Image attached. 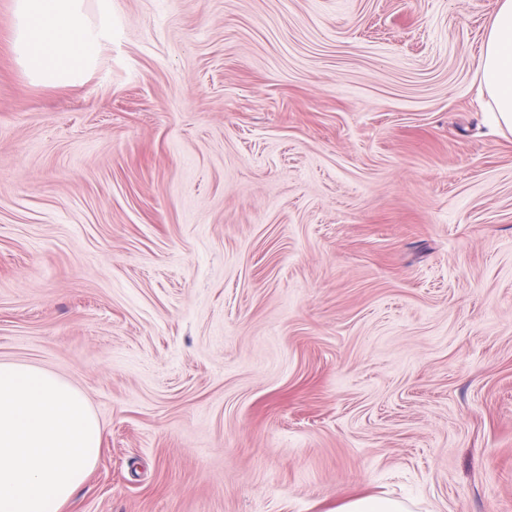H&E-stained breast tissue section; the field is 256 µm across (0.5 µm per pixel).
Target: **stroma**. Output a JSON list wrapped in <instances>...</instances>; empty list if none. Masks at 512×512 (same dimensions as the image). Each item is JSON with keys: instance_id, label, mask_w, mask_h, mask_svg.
I'll return each mask as SVG.
<instances>
[{"instance_id": "stroma-1", "label": "stroma", "mask_w": 512, "mask_h": 512, "mask_svg": "<svg viewBox=\"0 0 512 512\" xmlns=\"http://www.w3.org/2000/svg\"><path fill=\"white\" fill-rule=\"evenodd\" d=\"M497 0H112L78 86L0 0V362L103 429L62 512H512ZM478 71L479 92L492 100L495 127L512 133V0H498ZM401 500L376 495L354 496L346 499L335 512H408Z\"/></svg>"}]
</instances>
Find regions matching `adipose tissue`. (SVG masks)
Wrapping results in <instances>:
<instances>
[{"instance_id":"1","label":"adipose tissue","mask_w":512,"mask_h":512,"mask_svg":"<svg viewBox=\"0 0 512 512\" xmlns=\"http://www.w3.org/2000/svg\"><path fill=\"white\" fill-rule=\"evenodd\" d=\"M91 19L85 0H14L13 51L25 76L43 86H73L93 68L112 39V0H97ZM480 91L492 100L493 122L512 133V0H498L478 71Z\"/></svg>"}]
</instances>
